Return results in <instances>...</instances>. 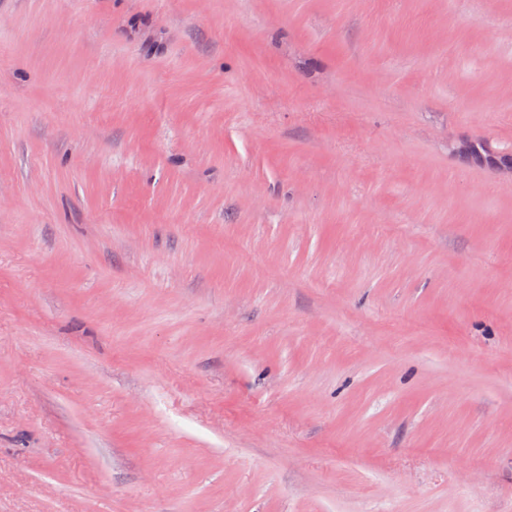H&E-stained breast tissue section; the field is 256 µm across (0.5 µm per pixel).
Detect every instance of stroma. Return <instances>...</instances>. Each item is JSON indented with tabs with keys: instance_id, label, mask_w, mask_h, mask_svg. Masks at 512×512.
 <instances>
[{
	"instance_id": "1",
	"label": "stroma",
	"mask_w": 512,
	"mask_h": 512,
	"mask_svg": "<svg viewBox=\"0 0 512 512\" xmlns=\"http://www.w3.org/2000/svg\"><path fill=\"white\" fill-rule=\"evenodd\" d=\"M512 0H0V512H512ZM462 154L457 153L460 160L465 164H476L493 169H501L508 164L511 151L501 150L493 146L486 139H469L463 141Z\"/></svg>"
}]
</instances>
